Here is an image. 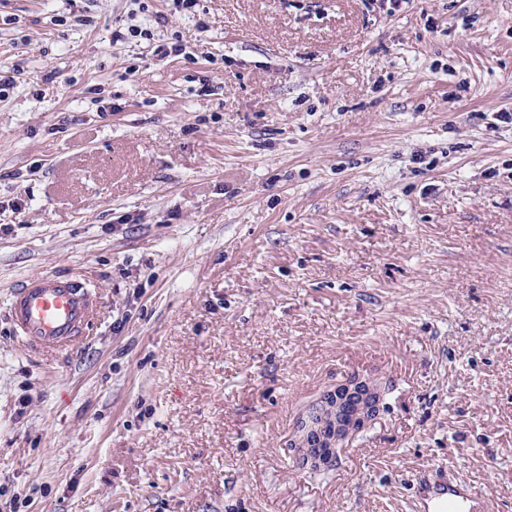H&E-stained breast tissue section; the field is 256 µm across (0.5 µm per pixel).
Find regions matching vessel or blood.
<instances>
[{
	"label": "vessel or blood",
	"instance_id": "obj_1",
	"mask_svg": "<svg viewBox=\"0 0 512 512\" xmlns=\"http://www.w3.org/2000/svg\"><path fill=\"white\" fill-rule=\"evenodd\" d=\"M98 308L85 280L42 276L14 290L8 319L25 346L52 353L78 342ZM416 485L423 512H487L484 496L461 490L442 470L420 473Z\"/></svg>",
	"mask_w": 512,
	"mask_h": 512
}]
</instances>
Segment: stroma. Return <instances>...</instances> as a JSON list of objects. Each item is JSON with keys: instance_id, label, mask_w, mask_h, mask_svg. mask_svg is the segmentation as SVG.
<instances>
[{"instance_id": "35a3bbf8", "label": "stroma", "mask_w": 512, "mask_h": 512, "mask_svg": "<svg viewBox=\"0 0 512 512\" xmlns=\"http://www.w3.org/2000/svg\"><path fill=\"white\" fill-rule=\"evenodd\" d=\"M12 64L0 512H414L433 465L512 512V0H0ZM40 274L100 302L51 356L6 318ZM326 399L333 396L336 399V415L339 413V407L349 397L360 399L357 404L356 411L351 415L349 420L341 422L331 416L333 427L331 432L322 423L312 424L310 421L305 420V427L301 430L304 431L303 438L298 445L297 451L304 457V463L309 464L311 468H321L330 461L333 453L340 448L346 447L353 436L362 429L365 424L372 420L377 412V405L380 401V393L377 388L370 386L367 382L359 380L358 378L351 379L347 384L336 388V391H330ZM328 434V435H327ZM326 444L329 448L328 454H322L320 451L315 453L312 451L313 446ZM327 448H318L322 452H326Z\"/></svg>"}]
</instances>
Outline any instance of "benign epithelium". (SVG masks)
I'll use <instances>...</instances> for the list:
<instances>
[{
  "label": "benign epithelium",
  "mask_w": 512,
  "mask_h": 512,
  "mask_svg": "<svg viewBox=\"0 0 512 512\" xmlns=\"http://www.w3.org/2000/svg\"><path fill=\"white\" fill-rule=\"evenodd\" d=\"M328 395L336 399V405L338 406L350 397L358 398L360 402L350 419L344 422L335 418L332 419L333 427L330 429L322 423L306 422L305 427L302 428L304 435L297 451L300 456L305 458V463L312 468H319L327 464L335 450L346 447L356 432L376 415L377 405L380 401L378 390L357 378L351 379L347 384L336 388L333 392H328ZM321 444L327 445L329 453L322 454L312 451L313 446Z\"/></svg>",
  "instance_id": "benign-epithelium-1"
}]
</instances>
